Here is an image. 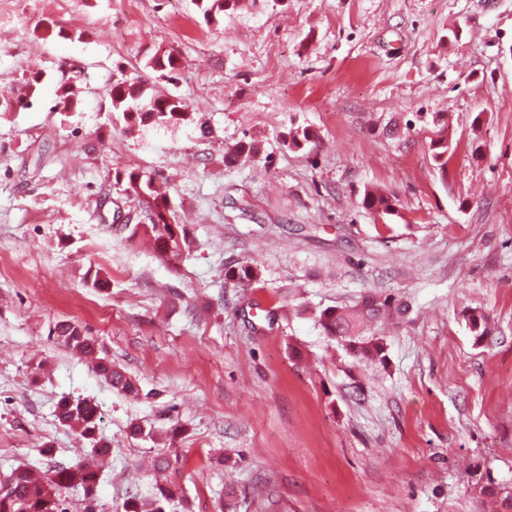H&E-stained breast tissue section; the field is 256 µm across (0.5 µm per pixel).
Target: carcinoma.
Returning a JSON list of instances; mask_svg holds the SVG:
<instances>
[{
    "instance_id": "cac0c4a2",
    "label": "carcinoma",
    "mask_w": 512,
    "mask_h": 512,
    "mask_svg": "<svg viewBox=\"0 0 512 512\" xmlns=\"http://www.w3.org/2000/svg\"><path fill=\"white\" fill-rule=\"evenodd\" d=\"M238 0H195V4L208 24L216 23L224 12ZM111 111L120 112L125 121L133 125H165L193 120L188 105L175 96H163L144 81L122 79L112 82L109 94ZM76 107L73 87L63 82L57 89L56 109L70 112ZM282 145L290 150L301 149L315 139L308 127L292 128L281 135ZM257 153L254 142L238 140L224 152V164L232 166L247 161ZM112 185L126 200L138 202L140 213L137 222L124 224L123 229L135 237L145 225L151 238L165 257H179L191 249L183 225L176 219L169 197L155 186V180L143 172L116 170L112 174ZM399 199L392 192L366 189L362 207L375 216L384 217L398 213ZM225 279L251 288L259 282L258 271L250 265H230L225 269ZM409 306L391 294L363 293L353 306H330L314 316L315 323L329 339L336 341L359 361L386 363V344L377 326L396 323L407 315ZM463 319L466 327L481 342L491 335L488 316L477 309L468 310ZM56 339L66 348L95 361L97 372L111 386L127 396L137 397L140 388L136 380L125 371L112 365V360L98 356L95 339L73 323L56 327ZM55 418L60 425L70 429L88 441L91 452L105 456L109 445L99 437L100 411L89 399H72L63 396L57 402ZM179 455L161 456L153 465L156 473H169L170 480L157 488L155 508L152 512H165L163 503L175 496L176 479L180 474ZM99 482V471L78 461L61 466L49 477L38 478L27 468L18 467L0 478V512H66L63 508V493L81 490L86 498L94 495Z\"/></svg>"
}]
</instances>
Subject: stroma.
<instances>
[{
	"label": "stroma",
	"instance_id": "stroma-1",
	"mask_svg": "<svg viewBox=\"0 0 512 512\" xmlns=\"http://www.w3.org/2000/svg\"><path fill=\"white\" fill-rule=\"evenodd\" d=\"M176 57L174 80L155 59ZM81 69L79 103L56 84ZM45 74L26 109V70ZM135 76L192 121L126 128L109 89ZM401 138L382 135L388 121ZM308 126L313 144L279 136ZM255 141L229 167L228 144ZM456 152L440 174L433 143ZM165 184L192 240L178 259L129 238L114 168ZM396 193L381 221L363 192ZM249 264L258 288L224 277ZM109 287H92L94 272ZM407 319L362 365L314 324L364 291ZM494 333L475 344L462 312ZM82 325L139 383L112 389L57 344ZM93 400L111 442L93 499L149 501L141 465L177 452L166 512H502L512 491V0H0V476L89 453L54 416ZM156 440L128 434L130 422ZM52 454H43V447ZM238 0H196L195 4L207 24L216 23L224 12L234 6Z\"/></svg>",
	"mask_w": 512,
	"mask_h": 512
}]
</instances>
